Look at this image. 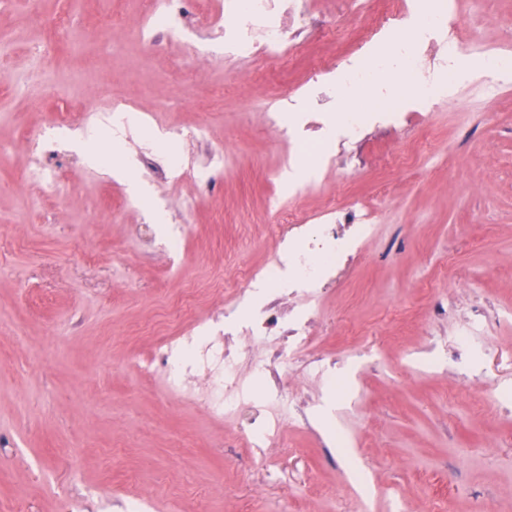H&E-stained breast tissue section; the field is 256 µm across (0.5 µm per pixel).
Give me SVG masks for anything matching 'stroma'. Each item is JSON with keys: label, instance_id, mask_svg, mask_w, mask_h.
I'll return each mask as SVG.
<instances>
[{"label": "stroma", "instance_id": "stroma-1", "mask_svg": "<svg viewBox=\"0 0 512 512\" xmlns=\"http://www.w3.org/2000/svg\"><path fill=\"white\" fill-rule=\"evenodd\" d=\"M181 7L186 38L148 46L138 0H0V512H512V79L489 100L479 68L483 52H512V0H457L450 96L336 140L292 184L299 129L273 132L266 109L312 67L335 69L366 18L318 0L284 64L225 57L208 0ZM32 8L75 34L54 61ZM116 98L139 126L93 135L119 141L145 199L66 142ZM198 125L205 136L158 141ZM428 127L429 147L399 165ZM54 130L55 185L27 181L29 139ZM219 148L223 167L208 166ZM190 161L208 182L184 176ZM330 200L379 219L332 281L279 310L309 313L311 353L340 358L345 382L299 361L278 381L257 373L278 335L241 337L254 393L295 399L274 443L251 448L237 439L249 413L218 417L197 401L203 379L188 399L138 361L193 319L219 337L224 317L246 321L252 303L226 273L272 258L282 212L311 224Z\"/></svg>", "mask_w": 512, "mask_h": 512}]
</instances>
